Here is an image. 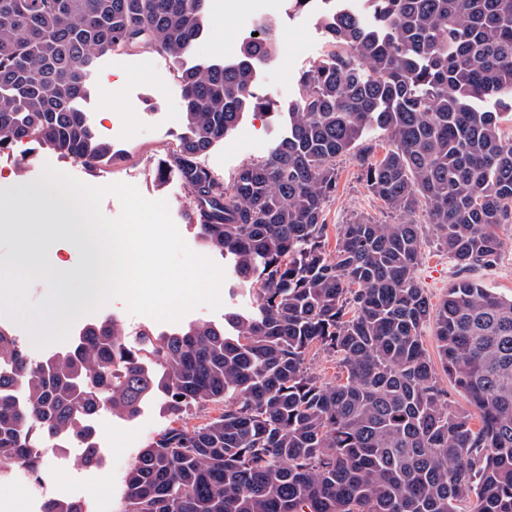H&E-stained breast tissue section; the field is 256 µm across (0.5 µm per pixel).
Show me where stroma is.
Segmentation results:
<instances>
[{
    "mask_svg": "<svg viewBox=\"0 0 512 512\" xmlns=\"http://www.w3.org/2000/svg\"><path fill=\"white\" fill-rule=\"evenodd\" d=\"M280 20L282 38L275 56L260 69L259 92L285 102L294 94L297 75L323 58L326 40L314 13L289 10ZM249 34L239 9L225 7L224 0H208L205 32L187 62L194 65L233 60L242 39ZM89 87L82 107L92 116L102 138L111 142L113 158L89 169L30 142L18 145L12 154L0 156V176L11 175L30 182L50 165L90 185L132 184L146 199L166 201L174 223L184 227L188 246L196 253H203L193 227L186 223L187 199L183 186L176 177L160 183L152 174L158 160L178 144L186 131L181 83L171 59L149 50L137 54L113 53L98 60ZM107 103L111 104L112 112L106 117L102 108ZM282 133L283 126L273 115L247 114L235 132L215 144L200 161L217 177L231 181L243 165L264 157ZM336 169V194L325 208L327 243L331 246L336 243L337 226L353 215H365L380 222L389 219L385 208L368 192L352 159L339 158ZM499 234L503 248L497 263L464 274L452 256L437 245L433 234L425 233L423 256L415 277L432 303H439L449 286L464 275L502 298H512V224L502 225ZM221 295L220 310L199 307L185 316V323L209 321L220 325L225 312H246L253 307L252 296L234 287L232 279H225ZM108 318L117 319L128 332L138 326L158 332L175 329L171 323L129 314L124 302L115 299L97 312L78 319L71 338H78L85 324ZM213 413V406L207 405L177 418L165 411L159 397L145 404L133 418L105 411L97 422L98 463L90 466L83 456L66 458L60 449H48L42 469L46 483L54 497L81 502L85 512H119L125 476L139 452L166 428L176 424L193 427ZM98 491L104 495L99 504L90 499Z\"/></svg>",
    "mask_w": 512,
    "mask_h": 512,
    "instance_id": "stroma-1",
    "label": "stroma"
}]
</instances>
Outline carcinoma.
I'll use <instances>...</instances> for the list:
<instances>
[{"instance_id":"1","label":"carcinoma","mask_w":512,"mask_h":512,"mask_svg":"<svg viewBox=\"0 0 512 512\" xmlns=\"http://www.w3.org/2000/svg\"><path fill=\"white\" fill-rule=\"evenodd\" d=\"M207 0H0V154L26 141L93 167L112 152L79 107L98 59L148 49L181 71L189 135L154 169L177 174L202 245L252 294L224 325L130 343L116 320L35 356L0 326V468L37 473L61 433L95 464L97 418L162 393L180 417L126 477L120 512H512V299L463 278L437 305L414 277L426 207L463 269L499 258L512 223V0H347L319 13L331 50L288 105L257 93L281 23L258 22L235 60L185 68ZM493 106H488V103ZM285 110L288 132L231 183L199 158L247 112ZM387 134L384 154L368 137ZM352 158L396 220L362 215L327 250L336 159ZM434 322L450 405L421 329ZM320 348L343 376L307 367Z\"/></svg>"}]
</instances>
